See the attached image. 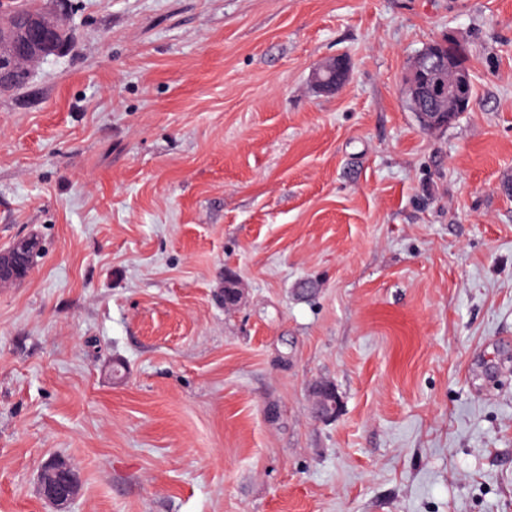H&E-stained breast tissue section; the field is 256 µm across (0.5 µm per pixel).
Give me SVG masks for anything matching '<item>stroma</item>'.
Instances as JSON below:
<instances>
[{
    "mask_svg": "<svg viewBox=\"0 0 512 512\" xmlns=\"http://www.w3.org/2000/svg\"><path fill=\"white\" fill-rule=\"evenodd\" d=\"M60 9L0 90V250L42 248L0 285V512H51V459L70 512H512V0ZM448 38L473 103L427 131ZM447 51V54H446ZM462 51L445 41L426 44L408 66L404 90L413 112L429 129L446 127L448 115L472 102V77L461 63ZM448 69L452 78L448 83ZM328 74L329 77L324 75ZM336 74L343 81L346 82L349 76V68L347 62L342 58H333L319 67L315 68L312 73V80L316 87L324 93H332L336 91V83H340L339 79H336ZM336 79V83L334 82ZM340 408V399L332 384H328L316 396L315 414L321 420H331L336 417ZM40 494L45 501L53 506L55 512H68L69 505L78 492L75 473L61 462H47L39 477Z\"/></svg>",
    "mask_w": 512,
    "mask_h": 512,
    "instance_id": "stroma-1",
    "label": "stroma"
}]
</instances>
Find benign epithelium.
I'll return each mask as SVG.
<instances>
[{
  "mask_svg": "<svg viewBox=\"0 0 512 512\" xmlns=\"http://www.w3.org/2000/svg\"><path fill=\"white\" fill-rule=\"evenodd\" d=\"M72 33L61 15L44 9L0 22V88L14 85L23 75L51 56L66 51ZM462 51L445 41L426 44L408 66L404 90L410 96L413 112L429 129L446 127L448 115L470 106L472 77L461 63ZM349 76L347 62L333 58L312 73L316 87L324 93L336 91L335 79ZM39 254L27 249L0 255V283L25 278ZM340 399L333 385L323 388L315 399V414L321 420L336 417ZM40 494L55 512H68L78 492L75 473L62 463L47 462L39 477Z\"/></svg>",
  "mask_w": 512,
  "mask_h": 512,
  "instance_id": "7a95c632",
  "label": "benign epithelium"
}]
</instances>
